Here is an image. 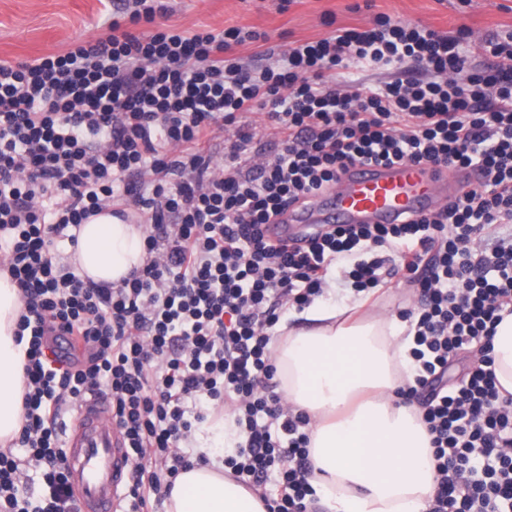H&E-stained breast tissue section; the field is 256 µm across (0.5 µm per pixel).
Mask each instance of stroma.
Segmentation results:
<instances>
[{
  "label": "stroma",
  "mask_w": 512,
  "mask_h": 512,
  "mask_svg": "<svg viewBox=\"0 0 512 512\" xmlns=\"http://www.w3.org/2000/svg\"><path fill=\"white\" fill-rule=\"evenodd\" d=\"M168 7L153 24L137 25V32L246 28L259 40L231 54L254 65L267 49L317 41L339 27H369L380 14L451 36L466 28L473 42L512 33V0H169ZM111 15V0H0V63H30L104 37Z\"/></svg>",
  "instance_id": "35a3bbf8"
}]
</instances>
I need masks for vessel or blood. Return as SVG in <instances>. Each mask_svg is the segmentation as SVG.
Listing matches in <instances>:
<instances>
[{"mask_svg":"<svg viewBox=\"0 0 512 512\" xmlns=\"http://www.w3.org/2000/svg\"><path fill=\"white\" fill-rule=\"evenodd\" d=\"M477 183L475 175L453 178L448 169L430 164L358 163L308 206L291 207L269 233L287 240L312 224H400L437 212ZM67 444L81 512H116L131 459L105 400L94 397L77 405Z\"/></svg>","mask_w":512,"mask_h":512,"instance_id":"1","label":"vessel or blood"}]
</instances>
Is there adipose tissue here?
I'll return each mask as SVG.
<instances>
[{"instance_id": "ef3b65f1", "label": "adipose tissue", "mask_w": 512, "mask_h": 512, "mask_svg": "<svg viewBox=\"0 0 512 512\" xmlns=\"http://www.w3.org/2000/svg\"><path fill=\"white\" fill-rule=\"evenodd\" d=\"M72 262L82 277L119 285L147 260L143 224L110 212L76 231ZM22 308L17 285L0 274V444L16 439L23 419L25 347L15 337ZM345 308L318 303L302 316L277 350L282 388L295 412L308 416L314 477L324 512H425L436 486L431 437L417 407L399 396L417 364L409 324L399 317L344 323ZM497 381L512 393V315L492 340ZM238 436L224 424L205 428L197 456L177 475L167 512H267L264 501L225 478L215 451L231 455Z\"/></svg>"}]
</instances>
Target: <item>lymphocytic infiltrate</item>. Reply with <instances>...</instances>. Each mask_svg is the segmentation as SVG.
Here are the masks:
<instances>
[{
	"label": "lymphocytic infiltrate",
	"instance_id": "obj_1",
	"mask_svg": "<svg viewBox=\"0 0 512 512\" xmlns=\"http://www.w3.org/2000/svg\"><path fill=\"white\" fill-rule=\"evenodd\" d=\"M162 0H122L106 37L37 63L0 64V271L20 290L17 338L28 341L23 423L0 448V512H78L60 443L66 402L99 395L132 458V512L169 496L189 460L193 428L230 406L240 437L224 466L268 512H308L309 419L275 379L273 330L322 295L333 270L370 293L393 280L416 299L412 384L433 448L427 512H512V394L490 355L512 314V44L465 47L416 23L372 27L267 51L258 69L225 59L258 40L231 28L190 35L133 33L167 12ZM487 52L495 69L475 72ZM395 71L369 85L333 70ZM263 110L279 138L249 169L213 160L254 139L242 115ZM358 162L476 170L477 189L401 224L325 225L272 239L273 219L309 202ZM137 214L147 262L116 287L62 263L60 242L102 211ZM366 259H358V252ZM72 341L60 352L58 329ZM475 358L455 383L449 364ZM25 458H18L16 449ZM43 471L34 497L30 475Z\"/></svg>",
	"mask_w": 512,
	"mask_h": 512
}]
</instances>
